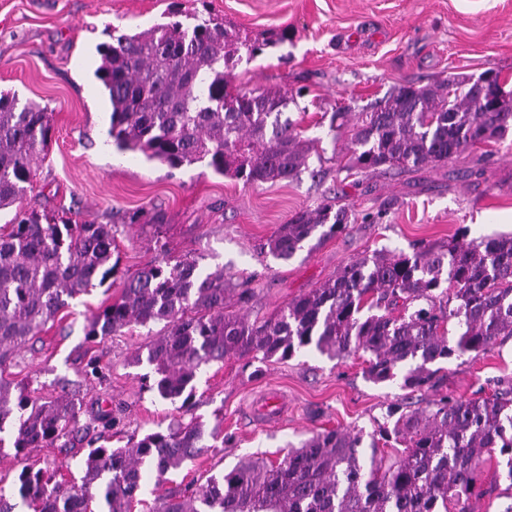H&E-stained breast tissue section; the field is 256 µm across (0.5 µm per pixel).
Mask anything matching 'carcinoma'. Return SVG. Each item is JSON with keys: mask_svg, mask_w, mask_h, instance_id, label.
Returning a JSON list of instances; mask_svg holds the SVG:
<instances>
[{"mask_svg": "<svg viewBox=\"0 0 512 512\" xmlns=\"http://www.w3.org/2000/svg\"><path fill=\"white\" fill-rule=\"evenodd\" d=\"M178 16L173 11L168 23L134 34L114 28L112 42L99 46L96 76L111 105L112 144L170 167L204 162L250 186L298 179L319 142L284 116L302 91H243L230 81L242 57L288 40V29L242 39L222 18L194 14L190 25ZM508 83L489 69L472 82L392 88L358 113L348 170L436 166L503 138L512 130ZM49 133L46 109L0 94V210L15 208L10 230L0 232V434L11 433L17 455L65 447L83 429L82 409L68 396L39 403L23 389L11 399L6 363L70 300L117 271L112 225L57 220L22 206ZM356 223L349 206L325 199L279 225L262 249L289 260L312 240L320 244ZM232 291L222 268L152 261L124 281L119 300L88 319L85 336L105 340L125 328L163 325L134 363L153 366L150 389L183 408L196 396L203 364L231 356L265 364L311 345L330 359L361 352L367 380L400 377L402 388L433 398L424 407H388L367 435L324 430L277 463L242 459L203 484L158 495L150 512H472L484 465L496 454L506 458L512 490V384L482 399L455 398L439 391L433 368L512 337V234L477 241L463 228L410 254L375 250L264 321L231 310ZM392 440L404 448H380ZM207 448L204 424L181 422L123 448L90 449L78 484L25 465L20 497L31 512H95L97 500L105 512H130L144 469L161 485Z\"/></svg>", "mask_w": 512, "mask_h": 512, "instance_id": "obj_1", "label": "carcinoma"}]
</instances>
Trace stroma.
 Masks as SVG:
<instances>
[{"mask_svg":"<svg viewBox=\"0 0 512 512\" xmlns=\"http://www.w3.org/2000/svg\"><path fill=\"white\" fill-rule=\"evenodd\" d=\"M205 9L252 36L288 28L287 41L241 63L232 82L246 91L305 88L288 113L307 108L306 134L318 139L323 154L299 180L246 186L199 163L171 168L113 146L110 103L95 76L99 45L109 42L112 29L136 33L168 22L172 11ZM489 69L512 77V0H0V91L46 107L51 125L46 158L23 205L114 225L119 249L111 285L72 300L7 366L6 378L34 396L77 398L89 438L98 433L99 411L117 413L113 448L194 416L206 429L222 428L227 443L170 472L171 489L205 482L244 457L279 461L288 446L326 428L372 432L374 420L406 392L396 381L365 380L360 359L309 351L259 369L238 356L206 364L198 374L197 403L186 411L157 398L147 379L151 367L133 361L159 325L101 343L86 340L85 326L119 296L127 275L155 259L224 269L234 287L252 291L244 314L263 320L363 253L384 247L408 253L420 243L446 241L463 226L477 239L512 232V132L433 168L357 181L345 171L349 131L334 138L319 125L323 113L365 105L400 85L451 75L474 79ZM336 196L360 214L388 199L395 205L382 223L349 225L290 260L261 252L295 212ZM141 209L153 223H130ZM92 356L100 360L102 378L84 374ZM438 377L441 391L456 397L492 394L512 381V338L443 361ZM272 394L284 402L278 420L256 409ZM88 449L87 440H74L19 456L5 446L0 482L17 487L22 467L31 463L66 464L80 476L78 463Z\"/></svg>","mask_w":512,"mask_h":512,"instance_id":"stroma-1","label":"stroma"}]
</instances>
